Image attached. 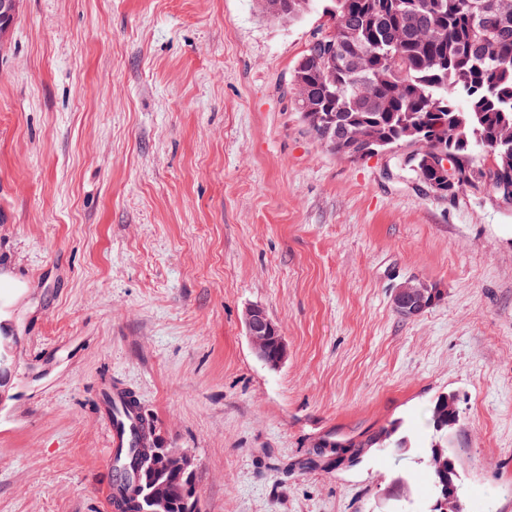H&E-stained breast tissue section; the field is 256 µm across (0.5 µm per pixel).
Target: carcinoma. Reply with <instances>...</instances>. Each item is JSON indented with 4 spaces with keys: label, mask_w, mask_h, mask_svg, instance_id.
Segmentation results:
<instances>
[{
    "label": "carcinoma",
    "mask_w": 512,
    "mask_h": 512,
    "mask_svg": "<svg viewBox=\"0 0 512 512\" xmlns=\"http://www.w3.org/2000/svg\"><path fill=\"white\" fill-rule=\"evenodd\" d=\"M314 0H262L263 11L296 21ZM326 21L309 32L293 67L290 101L307 133L332 152L365 161L369 140L408 143L401 121L418 115L433 136L448 137L460 168L442 196L475 189L471 170L486 163L481 144L507 145L495 158L494 174L512 179V26L469 49L481 38L487 0H326ZM368 53L376 64L351 71L348 58ZM411 175L431 186L440 175L415 160ZM450 395L431 405V423L446 447ZM398 426L365 435L361 441L337 439L339 447L406 448ZM124 512H151L156 493L168 487L152 470V444L139 441L129 461L113 468Z\"/></svg>",
    "instance_id": "obj_1"
}]
</instances>
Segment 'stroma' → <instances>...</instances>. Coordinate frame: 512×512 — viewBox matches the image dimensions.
<instances>
[{
    "mask_svg": "<svg viewBox=\"0 0 512 512\" xmlns=\"http://www.w3.org/2000/svg\"><path fill=\"white\" fill-rule=\"evenodd\" d=\"M323 20L20 0L0 47V512H103L112 383L192 456L201 512H429L443 393L465 512H512V208L314 140L285 89ZM411 278L443 295L406 320ZM251 306L286 342L278 368ZM393 423L406 450L304 465ZM244 323L251 346L256 356L271 368L279 367L286 358L287 348L283 338L277 345V337L273 339L271 349V335L275 331V325L267 317L260 307H250L244 314ZM10 336H5V340L0 344V404L5 398V385L10 380L14 372V362L12 359V342L8 341ZM451 397L450 394H442L432 403L431 423L435 432L439 435V444L442 448H447V435L448 430L457 429L458 417H454L448 421V417L451 418L452 413L448 406V399ZM446 436V444H444V437Z\"/></svg>",
    "mask_w": 512,
    "mask_h": 512,
    "instance_id": "35a3bbf8",
    "label": "stroma"
}]
</instances>
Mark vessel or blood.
<instances>
[{
	"label": "vessel or blood",
	"instance_id": "vessel-or-blood-1",
	"mask_svg": "<svg viewBox=\"0 0 512 512\" xmlns=\"http://www.w3.org/2000/svg\"><path fill=\"white\" fill-rule=\"evenodd\" d=\"M97 401L110 430V463L121 461L123 452L136 445L142 421L137 411L128 406L127 392L120 385H106L99 389Z\"/></svg>",
	"mask_w": 512,
	"mask_h": 512
}]
</instances>
